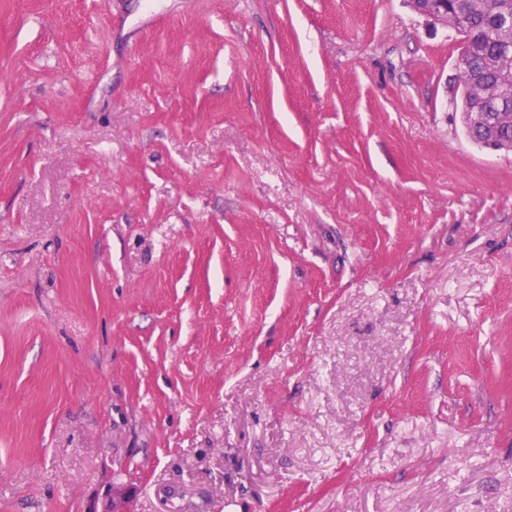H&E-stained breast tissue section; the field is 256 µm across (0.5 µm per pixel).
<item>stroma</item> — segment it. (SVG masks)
<instances>
[{"instance_id":"1","label":"stroma","mask_w":512,"mask_h":512,"mask_svg":"<svg viewBox=\"0 0 512 512\" xmlns=\"http://www.w3.org/2000/svg\"><path fill=\"white\" fill-rule=\"evenodd\" d=\"M405 0H0V512H512V154ZM492 102L481 100L477 104L475 112H471L468 104L464 105L461 116L463 124L469 133L479 134L481 144L495 151H512V124L502 126L499 134L503 141L498 137V124L501 119L511 118V112H484L485 108Z\"/></svg>"}]
</instances>
